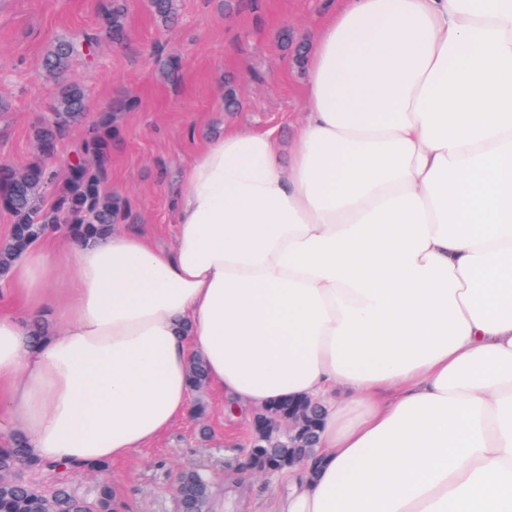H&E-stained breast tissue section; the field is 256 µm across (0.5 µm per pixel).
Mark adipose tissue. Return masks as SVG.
Listing matches in <instances>:
<instances>
[{
  "label": "adipose tissue",
  "mask_w": 512,
  "mask_h": 512,
  "mask_svg": "<svg viewBox=\"0 0 512 512\" xmlns=\"http://www.w3.org/2000/svg\"><path fill=\"white\" fill-rule=\"evenodd\" d=\"M305 69L289 144L230 129L188 166L173 248L15 259L0 444L125 458L200 356L233 415L325 405L274 512H512V0H340ZM39 318L63 331L33 347Z\"/></svg>",
  "instance_id": "adipose-tissue-1"
}]
</instances>
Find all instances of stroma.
I'll return each instance as SVG.
<instances>
[{"instance_id":"stroma-1","label":"stroma","mask_w":512,"mask_h":512,"mask_svg":"<svg viewBox=\"0 0 512 512\" xmlns=\"http://www.w3.org/2000/svg\"><path fill=\"white\" fill-rule=\"evenodd\" d=\"M104 0H0V162L25 170L40 157L35 125L49 113L56 83L40 70L55 40L97 25ZM176 0L171 27L154 17L150 0H126L128 39H100L93 60L74 61L68 77L88 93L91 112L114 98L132 100L113 123L112 164L106 193L125 200L118 230L137 225L160 248L173 244L171 201L192 159L209 139L237 127L277 129L290 141L300 120L305 67L297 46L311 47L326 19L323 0ZM180 60L182 80L168 84L161 70ZM234 91L236 111L224 109ZM204 412L174 425L160 440L108 471H82L70 479L93 495L111 482L125 512H174V475L208 473L223 495L212 512H266L277 494L264 476L239 481L236 469L251 426L228 418L224 399L210 387L192 392Z\"/></svg>"}]
</instances>
